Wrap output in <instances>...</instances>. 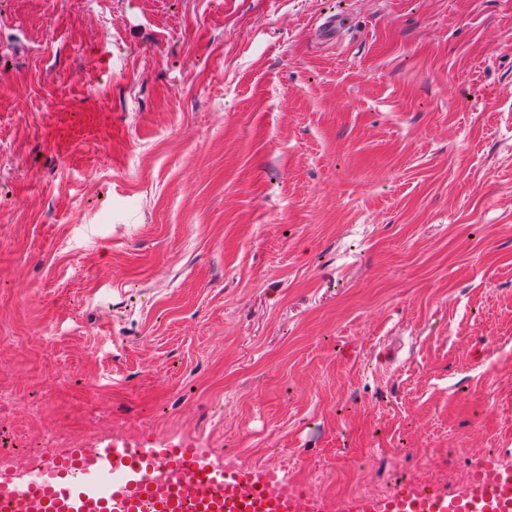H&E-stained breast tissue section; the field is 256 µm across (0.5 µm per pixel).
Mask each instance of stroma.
<instances>
[{
  "instance_id": "stroma-1",
  "label": "stroma",
  "mask_w": 512,
  "mask_h": 512,
  "mask_svg": "<svg viewBox=\"0 0 512 512\" xmlns=\"http://www.w3.org/2000/svg\"><path fill=\"white\" fill-rule=\"evenodd\" d=\"M115 432L512 463V0H0V448Z\"/></svg>"
}]
</instances>
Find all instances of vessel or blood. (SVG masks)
I'll list each match as a JSON object with an SVG mask.
<instances>
[{
    "label": "vessel or blood",
    "mask_w": 512,
    "mask_h": 512,
    "mask_svg": "<svg viewBox=\"0 0 512 512\" xmlns=\"http://www.w3.org/2000/svg\"><path fill=\"white\" fill-rule=\"evenodd\" d=\"M39 479L0 481V512H512V467L451 489L423 479L333 501L281 469L228 466L185 446L130 441L43 458Z\"/></svg>",
    "instance_id": "b4317fda"
}]
</instances>
